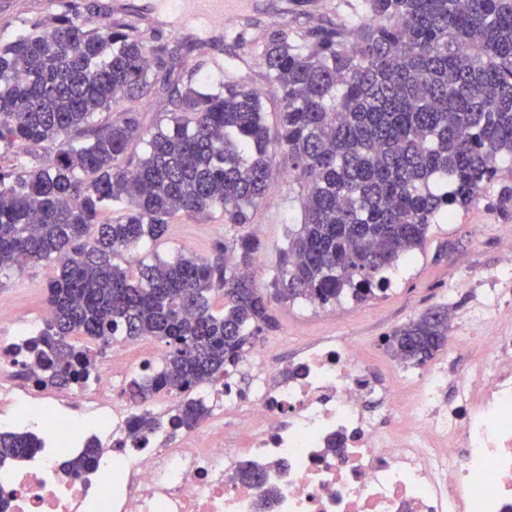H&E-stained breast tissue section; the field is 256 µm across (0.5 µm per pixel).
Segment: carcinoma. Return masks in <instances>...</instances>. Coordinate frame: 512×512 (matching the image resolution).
<instances>
[{"label":"carcinoma","mask_w":512,"mask_h":512,"mask_svg":"<svg viewBox=\"0 0 512 512\" xmlns=\"http://www.w3.org/2000/svg\"><path fill=\"white\" fill-rule=\"evenodd\" d=\"M0 48V273L54 261L50 316L25 346L40 382L90 378L93 349L156 338L168 351L126 393L180 397L171 424L208 414L189 397L269 331L273 302L358 301L498 180L512 158V0H360L357 43L334 26L273 29L260 59L274 85L275 127L260 97L211 86L182 58L202 42L163 40L126 8L97 23L60 0ZM159 99L163 119L144 124ZM117 112L112 121L94 120ZM146 142V155L132 151ZM56 145L55 157L39 148ZM288 155L304 218L278 251L274 291L248 274L259 242L248 235L214 256L179 255L122 268L114 259L163 237L178 215L248 224ZM448 308L429 309L386 337L391 355L423 366L445 348ZM141 431L165 427L148 410ZM36 448L27 432L0 433V461Z\"/></svg>","instance_id":"1"}]
</instances>
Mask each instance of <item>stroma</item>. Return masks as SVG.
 Returning a JSON list of instances; mask_svg holds the SVG:
<instances>
[{"label":"stroma","instance_id":"1","mask_svg":"<svg viewBox=\"0 0 512 512\" xmlns=\"http://www.w3.org/2000/svg\"><path fill=\"white\" fill-rule=\"evenodd\" d=\"M131 4L139 8L163 40H189L188 24L175 23L177 6L169 0H74L80 14L97 10L104 2ZM350 0H246L233 15V24L224 30L222 49L213 50L215 65L201 68L205 79L232 80L259 92L267 121H274L278 99L259 60L263 34L271 28L333 25L346 29V47L356 43L358 17ZM58 0H6L0 6V46L7 45L25 31L24 22L35 14L52 15ZM288 159L278 156L271 188L254 210L250 223L226 224L221 214L205 221L181 217L170 225L164 237L147 241L125 253L121 266L177 255L208 257L215 244L235 235H252L261 243L255 277L270 286L276 274L277 250L285 242L289 228L302 218L296 190L286 177ZM497 188L488 190L479 202L457 209L452 222L432 225L426 241L414 259L401 261L389 271L388 289L362 301L344 298L338 305L319 307L303 301L275 304L279 327L267 333L269 363L286 360L295 343L306 336H344L350 339L374 337L372 351L387 357L384 339L394 328L417 318L427 309L444 305L449 311L450 329L462 327L476 303L480 288L499 289L501 297L512 300V277L502 275L507 252L512 251V207L498 201ZM57 272L56 263L42 262L12 273L0 286V302L10 304L31 318L46 302V287Z\"/></svg>","mask_w":512,"mask_h":512}]
</instances>
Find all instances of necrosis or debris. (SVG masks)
I'll return each mask as SVG.
<instances>
[{"instance_id": "4bbe7bcc", "label": "necrosis or debris", "mask_w": 512, "mask_h": 512, "mask_svg": "<svg viewBox=\"0 0 512 512\" xmlns=\"http://www.w3.org/2000/svg\"><path fill=\"white\" fill-rule=\"evenodd\" d=\"M484 289L470 331L413 370L386 368L340 336L305 340L285 365L255 344L198 391L230 426L136 432L141 405L117 401L152 345L117 344L86 382L45 394L21 351L47 317L0 303V431L29 415L39 447L0 463L5 512H512V324ZM28 371V386L11 375ZM94 450L81 474L69 457ZM262 484L235 481L238 468Z\"/></svg>"}]
</instances>
